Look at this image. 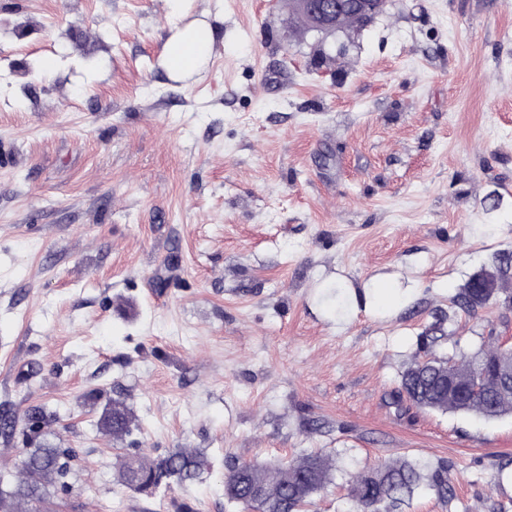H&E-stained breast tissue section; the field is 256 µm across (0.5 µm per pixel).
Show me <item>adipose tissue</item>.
<instances>
[{
	"label": "adipose tissue",
	"instance_id": "ef3b65f1",
	"mask_svg": "<svg viewBox=\"0 0 512 512\" xmlns=\"http://www.w3.org/2000/svg\"><path fill=\"white\" fill-rule=\"evenodd\" d=\"M219 36V31L205 23L192 22L177 29L167 40L163 54L170 76L179 79L205 66Z\"/></svg>",
	"mask_w": 512,
	"mask_h": 512
}]
</instances>
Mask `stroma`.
<instances>
[{
	"label": "stroma",
	"mask_w": 512,
	"mask_h": 512,
	"mask_svg": "<svg viewBox=\"0 0 512 512\" xmlns=\"http://www.w3.org/2000/svg\"><path fill=\"white\" fill-rule=\"evenodd\" d=\"M285 17L190 0L224 42L176 80L166 0H0V411L50 415L0 434V470L71 450L51 512H238L228 463L315 452L308 512H347L344 471L389 456L455 487L399 512H512L511 416L392 403L435 314L442 356L512 337V311L450 303L512 252V0H391L320 48ZM379 277L396 308L364 304ZM179 448L207 459L190 489L120 481Z\"/></svg>",
	"instance_id": "obj_1"
}]
</instances>
